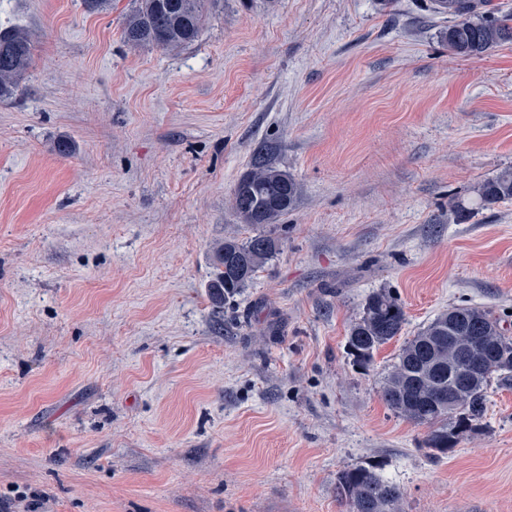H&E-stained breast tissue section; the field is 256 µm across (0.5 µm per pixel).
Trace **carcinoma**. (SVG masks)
<instances>
[{"mask_svg":"<svg viewBox=\"0 0 512 512\" xmlns=\"http://www.w3.org/2000/svg\"><path fill=\"white\" fill-rule=\"evenodd\" d=\"M215 0H133L124 16L125 43L159 48L194 43L207 17L208 4ZM435 11L454 18L443 32L448 50L461 57H481L502 43H512V14L495 16L480 10L478 0H431ZM34 48L28 36L16 29L0 30V99L16 92L30 68ZM476 194L482 205L512 199V169L481 183ZM299 187L287 173L263 157L237 183L232 205L244 224H275L293 209ZM277 242L255 236L245 242L224 239L216 252L211 288L227 300L251 282L273 256ZM407 322L398 298L385 291L369 296L362 316L354 322L346 347L354 363L368 369L375 352L400 335ZM492 336L495 356L485 360L480 371L469 377L462 371L459 349L469 337ZM512 371V338L503 334L492 313L475 306H457L434 318L416 336L407 340L382 387V399L395 414L430 428L427 447L448 454L460 433L482 421L487 390L494 375ZM459 390L453 407L448 391ZM456 417L455 424L448 423ZM336 495L349 512H399L401 493L375 470L354 468L336 481Z\"/></svg>","mask_w":512,"mask_h":512,"instance_id":"1","label":"carcinoma"}]
</instances>
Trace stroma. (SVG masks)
Here are the masks:
<instances>
[{
    "instance_id": "stroma-1",
    "label": "stroma",
    "mask_w": 512,
    "mask_h": 512,
    "mask_svg": "<svg viewBox=\"0 0 512 512\" xmlns=\"http://www.w3.org/2000/svg\"><path fill=\"white\" fill-rule=\"evenodd\" d=\"M130 7L0 0L34 45L0 100V512H348L370 465L401 512H512V385L439 457L381 397L442 311L512 336V200L476 194L512 167V43L457 57L419 0H219L135 48ZM259 148L300 195L257 227L231 199ZM258 234L278 251L216 302L217 247ZM380 290L407 323L362 371ZM406 322V312L397 297L385 291L371 294L347 336L346 347L354 363L370 368L375 352L399 336Z\"/></svg>"
}]
</instances>
